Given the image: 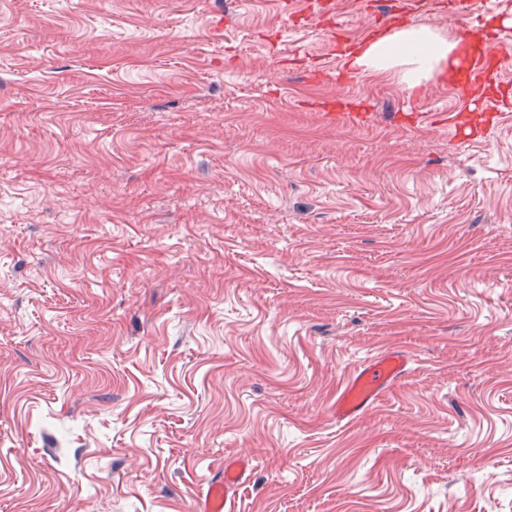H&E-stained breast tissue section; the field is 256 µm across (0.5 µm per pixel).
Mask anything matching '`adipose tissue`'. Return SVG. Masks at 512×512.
Instances as JSON below:
<instances>
[{"instance_id": "adipose-tissue-1", "label": "adipose tissue", "mask_w": 512, "mask_h": 512, "mask_svg": "<svg viewBox=\"0 0 512 512\" xmlns=\"http://www.w3.org/2000/svg\"><path fill=\"white\" fill-rule=\"evenodd\" d=\"M461 50L459 42L436 39L427 27H409L367 42L354 52L352 65L365 73L402 67V80L410 85L424 70L457 64Z\"/></svg>"}]
</instances>
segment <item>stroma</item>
<instances>
[{
    "label": "stroma",
    "instance_id": "1",
    "mask_svg": "<svg viewBox=\"0 0 512 512\" xmlns=\"http://www.w3.org/2000/svg\"><path fill=\"white\" fill-rule=\"evenodd\" d=\"M395 29L0 0V512H193L228 454L234 512H512V118L402 121L441 73L331 53ZM463 112H448L447 114H431L428 112L420 114V120L418 122L435 123L441 121L440 117H443L445 123L448 120V128L452 131L454 139L462 140L473 135V128L468 126L467 122L460 121V115ZM410 361L403 350H386L362 362L336 395V424L347 425L373 407L407 373Z\"/></svg>",
    "mask_w": 512,
    "mask_h": 512
}]
</instances>
